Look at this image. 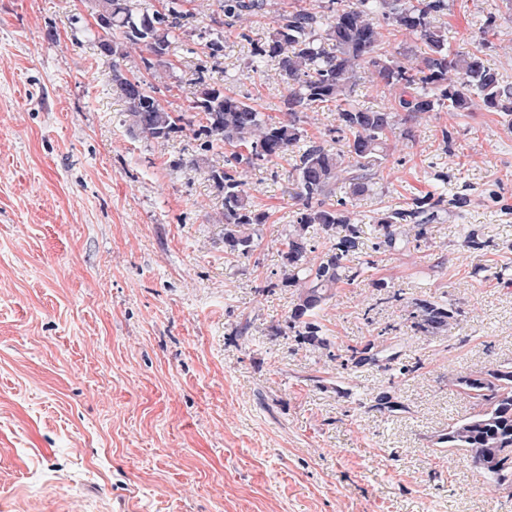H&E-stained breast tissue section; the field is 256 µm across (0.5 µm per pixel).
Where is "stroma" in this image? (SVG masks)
Here are the masks:
<instances>
[{"label":"stroma","instance_id":"1","mask_svg":"<svg viewBox=\"0 0 512 512\" xmlns=\"http://www.w3.org/2000/svg\"><path fill=\"white\" fill-rule=\"evenodd\" d=\"M263 2L237 19L219 0H180L165 66L145 69L133 47L122 69L188 118L203 75L287 120L277 63L251 74L253 48L281 14L325 15L330 0ZM448 4L434 23L451 47L482 46L512 85V0ZM97 16V0H0V512H512L437 443L473 411L449 376L512 363V118L407 120L352 200L360 274L315 320L344 355L389 327L383 356L419 366L391 413L375 402L388 373L324 363L287 328L296 291L276 282L299 208L293 156L250 171L269 219L249 256H227L208 168L228 148L202 152L189 128L164 142L129 132ZM428 194L445 202L417 241L378 247L374 217ZM379 282L455 304L458 327L420 337Z\"/></svg>","mask_w":512,"mask_h":512}]
</instances>
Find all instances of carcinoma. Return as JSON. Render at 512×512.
Instances as JSON below:
<instances>
[{"mask_svg":"<svg viewBox=\"0 0 512 512\" xmlns=\"http://www.w3.org/2000/svg\"><path fill=\"white\" fill-rule=\"evenodd\" d=\"M222 4L225 14L239 17L261 9L263 0ZM446 9L448 0H348L323 18L307 10L282 16L266 40L255 46L251 71L259 73L267 58L278 61V75L288 87L284 122H269L253 105L224 93L223 86L202 75L194 82L193 108L202 114L196 132L200 149L232 148L226 166L209 169V179L223 194L225 254L248 256L268 219L249 201L243 176L300 146L291 178L302 207L282 235L276 286L297 289L288 328L328 362L340 355L331 351L314 316L338 283L358 277L359 271L348 262L361 233L347 202L325 201L336 181L349 174L353 197L369 190V170L388 156V136L395 134L401 112L416 117L443 108L471 112L479 106L512 115V86L503 84L499 73L487 65L482 50H451L448 32L432 24L431 16ZM179 17L174 7L165 14L141 8L137 0H99L98 23L112 32L102 44L113 59V86L126 104L124 123L146 140L167 141L182 132L187 121L162 106L154 87L133 84L120 60L127 56L126 48L142 45L150 54L143 59L146 69L155 60L162 61L178 41L174 29ZM383 22L425 42L428 53L417 66L388 55L380 33ZM365 64L372 67L377 86L400 90L392 106L375 109L350 100L357 70ZM328 103L335 108L338 131L347 135L345 151L308 138L300 127V113ZM429 200L415 198L408 209L378 215L380 244L391 250L405 247L417 218H435L427 212ZM315 225L326 233L339 226L345 230L318 259L310 257L315 245L309 229ZM410 307L411 327L425 338L444 336L458 326L460 311L452 303L415 298ZM448 387L475 399L477 411L448 425L437 443L470 457L489 476L493 490L512 489V364L450 377Z\"/></svg>","mask_w":512,"mask_h":512,"instance_id":"cac0c4a2","label":"carcinoma"}]
</instances>
